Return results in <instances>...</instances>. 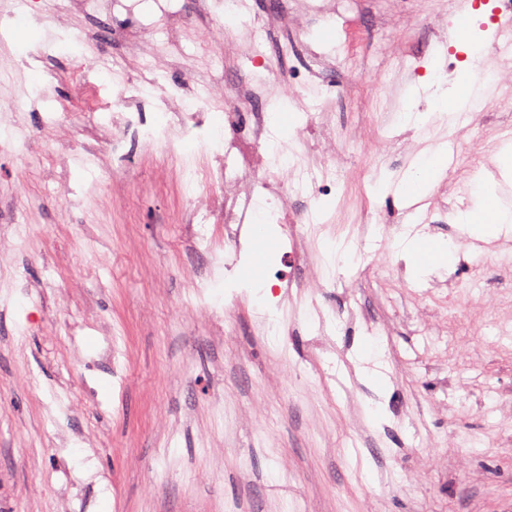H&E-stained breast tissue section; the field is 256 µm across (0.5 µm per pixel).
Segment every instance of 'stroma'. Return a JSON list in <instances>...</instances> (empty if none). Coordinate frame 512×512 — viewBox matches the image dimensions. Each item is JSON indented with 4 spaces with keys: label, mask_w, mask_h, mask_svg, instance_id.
Instances as JSON below:
<instances>
[{
    "label": "stroma",
    "mask_w": 512,
    "mask_h": 512,
    "mask_svg": "<svg viewBox=\"0 0 512 512\" xmlns=\"http://www.w3.org/2000/svg\"><path fill=\"white\" fill-rule=\"evenodd\" d=\"M453 0H345L339 15L314 14L304 32L274 25L267 56L274 90L252 113L287 112L266 147L294 141L304 104L321 103L334 130L341 175L312 200L323 229L306 257L250 249L234 268L236 299L214 282L215 314L189 302L214 257L197 250L179 204L181 172L127 139L134 170L116 173L106 145L91 167L72 157L83 106L74 66L100 35L97 18L32 16L20 0L0 30L14 57L46 48L11 76L0 63V512H512V228L494 236L456 221L476 208L471 169L512 207L499 150L512 112L466 113L455 126L408 125L428 109L435 62L448 71L467 55L430 38L428 17ZM179 60L160 59L180 108L198 109L207 74L198 38L214 23L205 0H186ZM361 31L359 65L316 67L313 52ZM33 41L17 42L19 30ZM404 61L378 98L365 75L380 50ZM303 95L276 92L279 75ZM67 111L45 129L42 115ZM399 144L372 147L379 128ZM454 144L428 193L446 195L443 223H418L397 184L435 145ZM451 245L444 262L421 265L413 245ZM260 266L301 283L276 304L250 287ZM371 277H363L364 269ZM328 281L315 292L314 278ZM268 312L273 329L255 324ZM337 315L336 350L315 342L320 317Z\"/></svg>",
    "instance_id": "35a3bbf8"
}]
</instances>
